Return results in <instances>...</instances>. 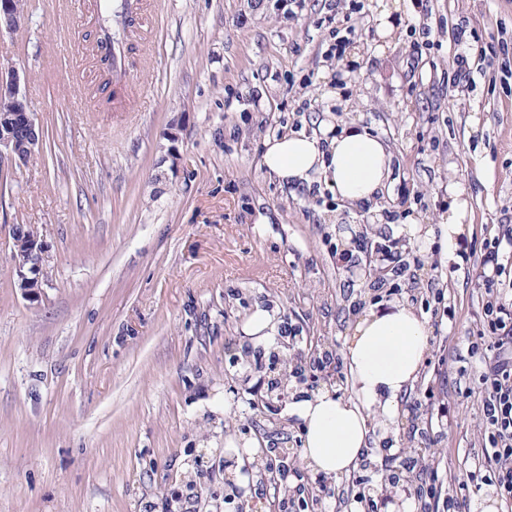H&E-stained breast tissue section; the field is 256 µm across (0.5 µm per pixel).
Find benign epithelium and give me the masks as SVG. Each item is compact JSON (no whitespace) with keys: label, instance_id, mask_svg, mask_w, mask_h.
<instances>
[{"label":"benign epithelium","instance_id":"1","mask_svg":"<svg viewBox=\"0 0 512 512\" xmlns=\"http://www.w3.org/2000/svg\"><path fill=\"white\" fill-rule=\"evenodd\" d=\"M10 23L0 25V38L11 34L25 23V16L15 12L12 0H0V15ZM42 145V125L20 89V78L13 72L0 73V163L16 164L22 156L32 154ZM11 244L27 242L28 259L24 264H13V275L21 295L35 301L43 291V254L41 238H27L26 225H10Z\"/></svg>","mask_w":512,"mask_h":512}]
</instances>
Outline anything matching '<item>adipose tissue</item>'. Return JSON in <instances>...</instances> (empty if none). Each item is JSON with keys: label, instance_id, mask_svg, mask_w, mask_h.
<instances>
[{"label": "adipose tissue", "instance_id": "1", "mask_svg": "<svg viewBox=\"0 0 512 512\" xmlns=\"http://www.w3.org/2000/svg\"><path fill=\"white\" fill-rule=\"evenodd\" d=\"M262 165L285 186L327 178L350 206L376 203L389 189L391 155L367 129L323 125L319 134L267 140ZM352 397L325 387L292 402L302 423V459L314 472L336 478L355 470L367 448L370 411L393 417L396 400L410 390L429 348L424 318L404 304L369 308L346 338Z\"/></svg>", "mask_w": 512, "mask_h": 512}]
</instances>
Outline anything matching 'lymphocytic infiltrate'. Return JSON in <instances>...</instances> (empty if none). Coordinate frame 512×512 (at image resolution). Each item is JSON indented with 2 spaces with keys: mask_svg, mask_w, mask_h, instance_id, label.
Here are the masks:
<instances>
[{
  "mask_svg": "<svg viewBox=\"0 0 512 512\" xmlns=\"http://www.w3.org/2000/svg\"><path fill=\"white\" fill-rule=\"evenodd\" d=\"M374 250L383 261L374 288H383L391 276L413 278L414 272L395 240L375 247L367 237H356L337 260L352 269L360 265L363 255ZM511 262L512 226L504 224L486 240L480 261L478 284L485 290L479 315L482 328L468 348L483 363L478 384L483 393L484 446L464 482L465 487L491 491L507 504L512 503V284L503 281L502 275ZM342 368L339 356L331 350L310 358L296 355L288 365L290 376L303 383L341 375ZM400 466L418 472V479L401 485L385 478L377 487L380 497L400 491L413 503L414 512H455L459 503L446 492L438 464L423 465L408 455L401 459Z\"/></svg>",
  "mask_w": 512,
  "mask_h": 512,
  "instance_id": "lymphocytic-infiltrate-1",
  "label": "lymphocytic infiltrate"
}]
</instances>
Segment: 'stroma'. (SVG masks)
Returning <instances> with one entry per match:
<instances>
[{
	"label": "stroma",
	"mask_w": 512,
	"mask_h": 512,
	"mask_svg": "<svg viewBox=\"0 0 512 512\" xmlns=\"http://www.w3.org/2000/svg\"><path fill=\"white\" fill-rule=\"evenodd\" d=\"M325 0L302 10L254 0H151L146 40L129 54L133 83L102 93L84 52L97 0H24L25 24L0 40V71L45 130L25 164L0 180V512H225L226 436L254 437L255 457L298 448L286 397L242 382V332L255 307L303 329V349L343 351L363 303L407 302L370 290L368 263L336 251L391 237L406 260L438 253L409 243L405 224L437 227L448 188L467 203L481 248L512 225V0H346L358 36L329 57ZM394 32L377 33L382 6ZM468 20L484 45L507 42L471 88L448 80L452 29ZM427 40L422 58L417 41ZM358 123L388 143L391 196L364 210L328 185L316 197L261 165L265 139ZM46 244L37 302L12 277L9 227ZM450 313L439 323L411 393L431 396L421 423L440 438L446 482L482 444L478 377L467 352L482 306L472 265L441 262ZM405 409L375 419L367 470L392 449L414 452ZM372 251V244L365 236H359L352 240L351 246L342 253L336 252L337 262L348 269L355 268L362 262V256Z\"/></svg>",
	"instance_id": "obj_1"
}]
</instances>
